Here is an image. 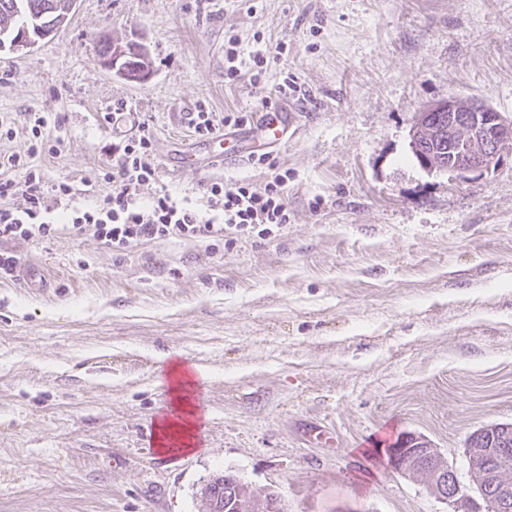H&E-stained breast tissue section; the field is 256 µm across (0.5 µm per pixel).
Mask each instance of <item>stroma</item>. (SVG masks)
Returning a JSON list of instances; mask_svg holds the SVG:
<instances>
[{
	"label": "stroma",
	"instance_id": "stroma-1",
	"mask_svg": "<svg viewBox=\"0 0 512 512\" xmlns=\"http://www.w3.org/2000/svg\"><path fill=\"white\" fill-rule=\"evenodd\" d=\"M106 38L142 44L148 79L105 70ZM258 39L275 52L263 77L226 82L229 45ZM451 96L512 117V0H77L53 38L0 51V155L74 185L55 221L111 192L112 140L142 121L159 178L141 200L200 208L209 183L260 191L284 171L291 213L213 249L118 256L69 229L0 243L21 259L0 282V512H206L200 489L224 473L285 512H448L390 445L425 438L465 482L469 435L512 423V157L459 179L409 145L417 113ZM268 101L296 113L274 169L174 168L207 154L197 103ZM33 112L58 153L30 156ZM163 354L204 376L194 453L147 439L169 402Z\"/></svg>",
	"mask_w": 512,
	"mask_h": 512
}]
</instances>
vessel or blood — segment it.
Masks as SVG:
<instances>
[{
    "mask_svg": "<svg viewBox=\"0 0 512 512\" xmlns=\"http://www.w3.org/2000/svg\"><path fill=\"white\" fill-rule=\"evenodd\" d=\"M292 121L291 112L284 107L263 109L256 114L250 127L227 129L217 135V147L211 150L209 159L221 163L239 157L257 142L268 148L275 147L287 137Z\"/></svg>",
    "mask_w": 512,
    "mask_h": 512,
    "instance_id": "obj_1",
    "label": "vessel or blood"
}]
</instances>
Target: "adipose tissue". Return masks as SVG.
<instances>
[{
    "instance_id": "obj_1",
    "label": "adipose tissue",
    "mask_w": 512,
    "mask_h": 512,
    "mask_svg": "<svg viewBox=\"0 0 512 512\" xmlns=\"http://www.w3.org/2000/svg\"><path fill=\"white\" fill-rule=\"evenodd\" d=\"M163 375L168 384L172 413L164 417L158 428L164 438L175 440L181 449H191L199 428L200 408L194 398L200 373L195 365L177 359L168 362Z\"/></svg>"
}]
</instances>
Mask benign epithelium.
Returning a JSON list of instances; mask_svg holds the SVG:
<instances>
[{"label": "benign epithelium", "mask_w": 512, "mask_h": 512, "mask_svg": "<svg viewBox=\"0 0 512 512\" xmlns=\"http://www.w3.org/2000/svg\"><path fill=\"white\" fill-rule=\"evenodd\" d=\"M53 34L52 30L39 29L33 34L27 31L15 35L5 28L0 30V50L27 53ZM125 55L124 45L116 44L112 54L101 58L100 63L105 69L117 72ZM410 146L423 168L464 179L468 174H482L498 167L504 154L512 151V118L477 99L451 96L418 113L410 131ZM418 443L430 455L435 480L433 490L448 503V512L462 509L504 512L512 505V483L500 481L496 471L488 466L480 471L475 467L471 469L480 499L467 492L461 497L456 493L446 494L443 481L455 474V468L436 454L424 439H418ZM486 484L496 489L492 501L482 495Z\"/></svg>", "instance_id": "1"}]
</instances>
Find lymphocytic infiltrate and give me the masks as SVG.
Segmentation results:
<instances>
[{
	"mask_svg": "<svg viewBox=\"0 0 512 512\" xmlns=\"http://www.w3.org/2000/svg\"><path fill=\"white\" fill-rule=\"evenodd\" d=\"M151 153L152 135L145 123L140 124L138 135L114 143L112 169L104 175L112 191L92 209L73 210L72 228L93 229L106 247L120 255L139 245L168 238L215 242L227 235L263 238L270 235L272 228L290 221L286 201L288 176L284 173L273 176L260 191L245 181L210 183L201 211L167 193L140 202V187L159 176L157 168L148 161ZM0 169L23 173L19 182L0 179V198L19 195L24 200L23 207L0 208V241L55 235V222L45 218V198L52 195L60 202L71 200L72 186L66 182L46 186L39 170L15 155L0 157Z\"/></svg>",
	"mask_w": 512,
	"mask_h": 512,
	"instance_id": "1",
	"label": "lymphocytic infiltrate"
}]
</instances>
